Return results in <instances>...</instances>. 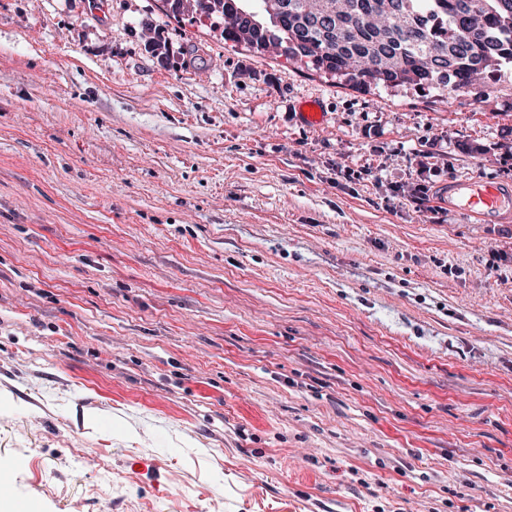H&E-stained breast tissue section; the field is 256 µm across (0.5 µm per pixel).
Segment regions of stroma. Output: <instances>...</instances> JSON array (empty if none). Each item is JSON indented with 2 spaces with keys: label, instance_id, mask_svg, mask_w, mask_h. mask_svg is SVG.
I'll use <instances>...</instances> for the list:
<instances>
[{
  "label": "stroma",
  "instance_id": "1",
  "mask_svg": "<svg viewBox=\"0 0 512 512\" xmlns=\"http://www.w3.org/2000/svg\"><path fill=\"white\" fill-rule=\"evenodd\" d=\"M161 0H0V452L36 512H512V70L357 90ZM317 101L325 120L298 111ZM441 204L473 217L478 224H498L512 216V183L482 178L448 179L438 193Z\"/></svg>",
  "mask_w": 512,
  "mask_h": 512
}]
</instances>
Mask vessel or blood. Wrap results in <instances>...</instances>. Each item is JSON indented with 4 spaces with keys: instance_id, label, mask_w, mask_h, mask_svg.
<instances>
[{
    "instance_id": "vessel-or-blood-1",
    "label": "vessel or blood",
    "mask_w": 512,
    "mask_h": 512,
    "mask_svg": "<svg viewBox=\"0 0 512 512\" xmlns=\"http://www.w3.org/2000/svg\"><path fill=\"white\" fill-rule=\"evenodd\" d=\"M438 200L478 223L497 224L512 216V183L482 178L452 179L439 191ZM21 465V460L14 456L0 455V499L15 500V489L7 475Z\"/></svg>"
}]
</instances>
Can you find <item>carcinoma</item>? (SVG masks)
I'll return each mask as SVG.
<instances>
[{"mask_svg": "<svg viewBox=\"0 0 512 512\" xmlns=\"http://www.w3.org/2000/svg\"><path fill=\"white\" fill-rule=\"evenodd\" d=\"M224 21V38L366 88L412 85L485 93L481 79L512 66V0H166Z\"/></svg>", "mask_w": 512, "mask_h": 512, "instance_id": "cac0c4a2", "label": "carcinoma"}]
</instances>
